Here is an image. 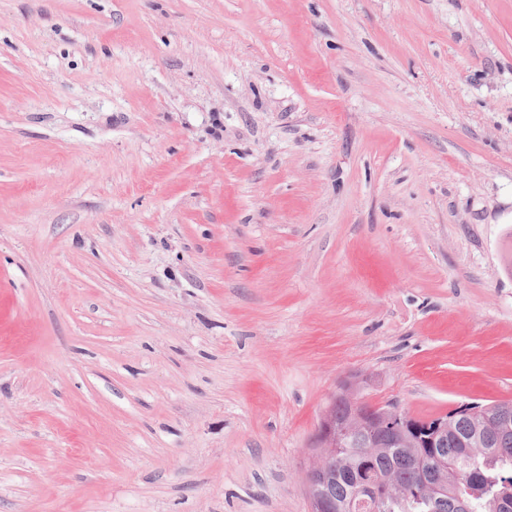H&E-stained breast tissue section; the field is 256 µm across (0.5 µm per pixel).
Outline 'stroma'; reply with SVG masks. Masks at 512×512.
Masks as SVG:
<instances>
[{
	"instance_id": "stroma-1",
	"label": "stroma",
	"mask_w": 512,
	"mask_h": 512,
	"mask_svg": "<svg viewBox=\"0 0 512 512\" xmlns=\"http://www.w3.org/2000/svg\"><path fill=\"white\" fill-rule=\"evenodd\" d=\"M354 374L512 401V0H0V512H311Z\"/></svg>"
}]
</instances>
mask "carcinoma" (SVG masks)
Returning <instances> with one entry per match:
<instances>
[{"label":"carcinoma","mask_w":512,"mask_h":512,"mask_svg":"<svg viewBox=\"0 0 512 512\" xmlns=\"http://www.w3.org/2000/svg\"><path fill=\"white\" fill-rule=\"evenodd\" d=\"M512 419V401L492 403L475 415L457 408L443 415L448 420V470L442 473L444 498L440 512H493L491 503L504 491L512 492V426H488L484 416ZM365 435L355 431L350 447L336 458L345 475L333 482L336 512H430L429 497L411 492L420 469L418 448H374L365 462ZM477 471L480 480L462 485L460 476ZM369 485L373 497L360 490Z\"/></svg>","instance_id":"carcinoma-1"}]
</instances>
